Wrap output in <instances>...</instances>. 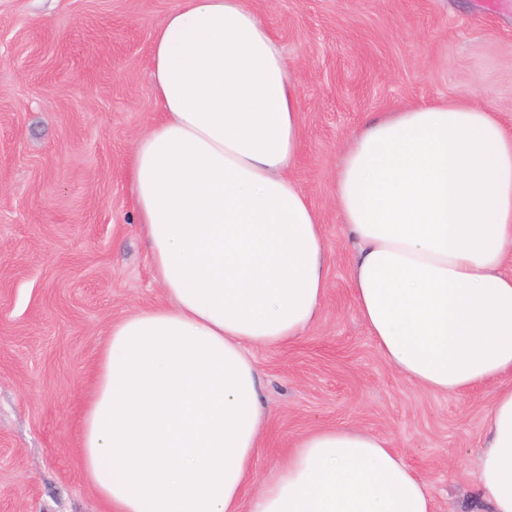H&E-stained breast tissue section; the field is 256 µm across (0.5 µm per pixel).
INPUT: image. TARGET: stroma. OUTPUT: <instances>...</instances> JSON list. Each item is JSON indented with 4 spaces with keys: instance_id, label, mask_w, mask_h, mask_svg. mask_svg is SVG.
I'll return each instance as SVG.
<instances>
[{
    "instance_id": "35a3bbf8",
    "label": "stroma",
    "mask_w": 512,
    "mask_h": 512,
    "mask_svg": "<svg viewBox=\"0 0 512 512\" xmlns=\"http://www.w3.org/2000/svg\"><path fill=\"white\" fill-rule=\"evenodd\" d=\"M180 0H0V512H105L86 481L80 413L112 322L159 304L127 179L161 116L155 27ZM277 37L301 98L290 175L329 251L316 323L253 351L268 416L253 464L339 425L383 436L434 512H477L470 473L497 390L411 385L355 309L336 170L370 118L465 92L512 135V6L493 0H247Z\"/></svg>"
}]
</instances>
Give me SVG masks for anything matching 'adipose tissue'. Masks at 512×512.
Returning a JSON list of instances; mask_svg holds the SVG:
<instances>
[{"instance_id": "ef3b65f1", "label": "adipose tissue", "mask_w": 512, "mask_h": 512, "mask_svg": "<svg viewBox=\"0 0 512 512\" xmlns=\"http://www.w3.org/2000/svg\"><path fill=\"white\" fill-rule=\"evenodd\" d=\"M150 69L162 116L129 181L167 301L109 329L81 420L88 482L108 512H433L387 441L352 427L300 436L254 476L267 417L251 351L300 338L326 296L322 228L288 175L299 83L246 0H180ZM335 200L386 362L432 393L498 382L474 488L512 512V135L468 92L372 118Z\"/></svg>"}]
</instances>
